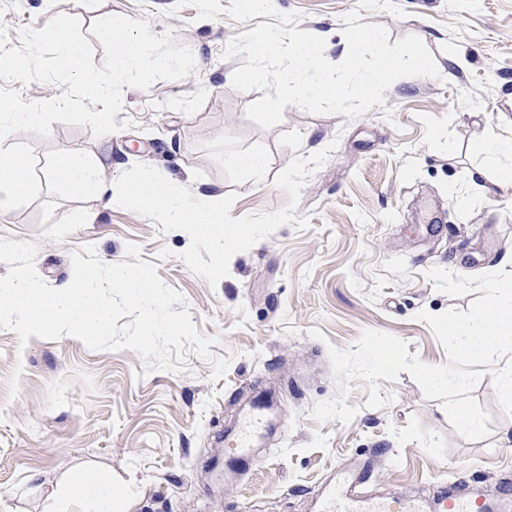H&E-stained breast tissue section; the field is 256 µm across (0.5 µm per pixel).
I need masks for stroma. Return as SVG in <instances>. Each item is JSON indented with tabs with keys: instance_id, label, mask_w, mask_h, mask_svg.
I'll use <instances>...</instances> for the list:
<instances>
[{
	"instance_id": "stroma-1",
	"label": "stroma",
	"mask_w": 512,
	"mask_h": 512,
	"mask_svg": "<svg viewBox=\"0 0 512 512\" xmlns=\"http://www.w3.org/2000/svg\"><path fill=\"white\" fill-rule=\"evenodd\" d=\"M299 14L300 30L325 37L326 58L344 59V15L358 0H273ZM398 17L362 12L391 40L419 37L438 77H405L385 104L350 119L289 106L280 124L246 115L262 98L232 75L243 57L225 46L258 21L227 14L202 19L176 0H0L11 46L18 31L52 14L94 19L124 15L172 32L196 70L148 89L124 88L119 119L129 127L97 136L53 123L48 136L19 133L0 142L30 162L33 190L0 216V238L35 244V268L51 287L71 279V255L93 247L105 263L125 261L127 242L185 299L197 330L217 338L222 378L211 360L187 353L179 372L146 371L134 351H96L80 340L0 329V512H47L61 481L88 472L112 477V512H315L337 468L380 460L383 490L433 495L467 482L512 512V414L491 376L473 391L490 414V433L469 439L450 425L406 372L381 381L391 398L368 406V383L352 381L347 424L310 416L336 394L330 347L345 349L367 330L394 335L428 365L446 363L420 312L468 310L426 277L435 267L461 276L512 272V190L478 143L487 129L512 134V0H396ZM456 49L460 63L448 59ZM258 151L261 178L225 168L229 152ZM68 154L120 158L114 186L142 165L221 191L224 220L239 235L229 256L204 235L164 223L139 203L103 207L49 182ZM323 332L313 338L312 330ZM272 401L275 422L256 442L267 458L230 463L224 434L254 402Z\"/></svg>"
}]
</instances>
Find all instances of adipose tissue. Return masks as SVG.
Returning a JSON list of instances; mask_svg holds the SVG:
<instances>
[{"label":"adipose tissue","instance_id":"obj_1","mask_svg":"<svg viewBox=\"0 0 512 512\" xmlns=\"http://www.w3.org/2000/svg\"><path fill=\"white\" fill-rule=\"evenodd\" d=\"M50 182L74 196L91 197L109 207L128 200L160 212L165 223L206 233L217 253H225L234 230L224 226V195L208 188L187 190L184 183L162 175L155 167H139L122 191H115L105 162L95 155H69L57 159L47 172ZM30 165L25 156H0V215L7 214L32 193ZM114 492L110 477L91 474L77 482L59 483L54 492L56 512L68 503L85 504L86 512H112Z\"/></svg>","mask_w":512,"mask_h":512}]
</instances>
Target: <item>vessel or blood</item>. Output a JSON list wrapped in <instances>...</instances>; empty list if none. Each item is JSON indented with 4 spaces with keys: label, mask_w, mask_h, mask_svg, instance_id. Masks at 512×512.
<instances>
[{
    "label": "vessel or blood",
    "mask_w": 512,
    "mask_h": 512,
    "mask_svg": "<svg viewBox=\"0 0 512 512\" xmlns=\"http://www.w3.org/2000/svg\"><path fill=\"white\" fill-rule=\"evenodd\" d=\"M265 423L263 409H255L246 415L225 439L228 457L246 456ZM372 469L373 464L369 461L355 468L337 469L332 483L322 493L320 512H424L420 497H386L362 491L365 475ZM433 509L434 512H496L497 503L467 493L440 492L433 498Z\"/></svg>",
    "instance_id": "vessel-or-blood-1"
}]
</instances>
